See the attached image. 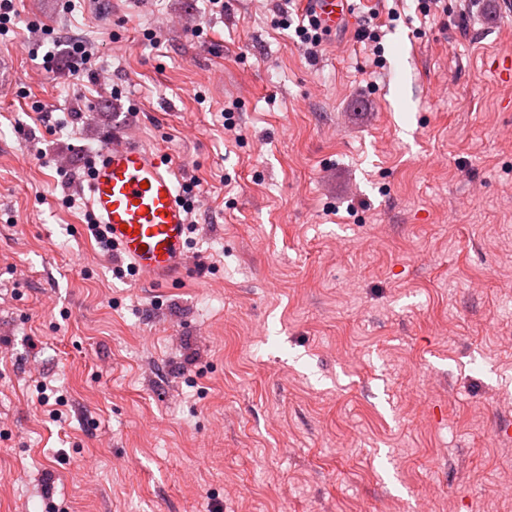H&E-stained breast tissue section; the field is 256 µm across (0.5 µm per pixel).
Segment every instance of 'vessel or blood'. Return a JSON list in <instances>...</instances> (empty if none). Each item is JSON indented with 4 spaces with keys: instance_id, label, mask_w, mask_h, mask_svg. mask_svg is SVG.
Masks as SVG:
<instances>
[{
    "instance_id": "obj_1",
    "label": "vessel or blood",
    "mask_w": 512,
    "mask_h": 512,
    "mask_svg": "<svg viewBox=\"0 0 512 512\" xmlns=\"http://www.w3.org/2000/svg\"><path fill=\"white\" fill-rule=\"evenodd\" d=\"M304 5L328 34L356 24L351 0H304ZM82 194L136 272L165 282L186 270L189 216L174 166L116 137L91 158Z\"/></svg>"
}]
</instances>
